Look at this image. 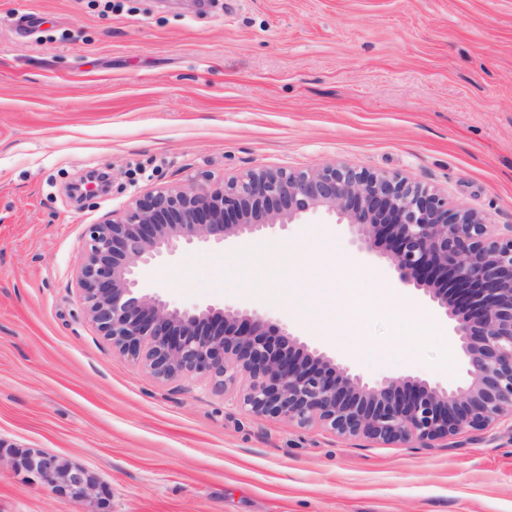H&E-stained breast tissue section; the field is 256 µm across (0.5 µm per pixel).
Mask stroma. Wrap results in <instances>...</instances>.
Masks as SVG:
<instances>
[{
    "instance_id": "obj_1",
    "label": "stroma",
    "mask_w": 512,
    "mask_h": 512,
    "mask_svg": "<svg viewBox=\"0 0 512 512\" xmlns=\"http://www.w3.org/2000/svg\"><path fill=\"white\" fill-rule=\"evenodd\" d=\"M11 14L29 22L0 25L1 441L89 468L112 512H512V422L420 448L251 414L236 390L114 352L76 285L87 225L257 167L398 172L512 225V0H0ZM315 235L396 302L368 287L347 323L306 321L291 279ZM349 239L321 211L269 236L252 284L225 267L232 242L158 258L142 281L178 306L266 312L368 379H463L451 321ZM387 347L400 365L375 358ZM92 509L0 467V512Z\"/></svg>"
}]
</instances>
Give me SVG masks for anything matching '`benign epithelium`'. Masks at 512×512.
<instances>
[{
    "label": "benign epithelium",
    "instance_id": "1",
    "mask_svg": "<svg viewBox=\"0 0 512 512\" xmlns=\"http://www.w3.org/2000/svg\"><path fill=\"white\" fill-rule=\"evenodd\" d=\"M320 209L348 226L358 253L384 247L398 281L453 321L466 380L389 374L367 381L266 314L176 307L140 281L145 266L185 246L258 238ZM76 283L86 318L112 349L158 380L195 375L224 391L243 375L239 400L249 413L423 448L512 420V225L450 207L399 173L336 164L256 168L227 181L158 187L87 226ZM3 462L64 505L93 499L96 512H109L110 488L82 465L39 449L6 450L0 441Z\"/></svg>",
    "mask_w": 512,
    "mask_h": 512
}]
</instances>
